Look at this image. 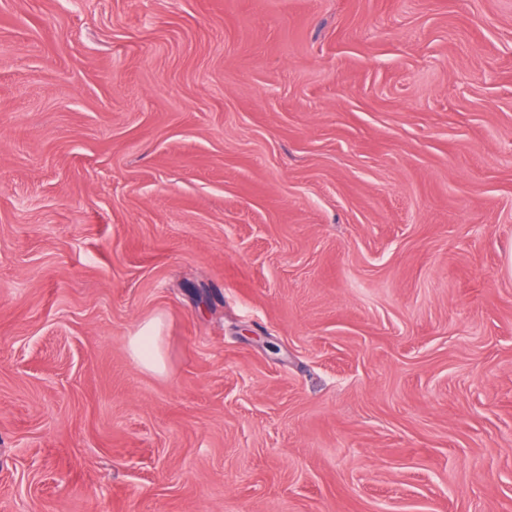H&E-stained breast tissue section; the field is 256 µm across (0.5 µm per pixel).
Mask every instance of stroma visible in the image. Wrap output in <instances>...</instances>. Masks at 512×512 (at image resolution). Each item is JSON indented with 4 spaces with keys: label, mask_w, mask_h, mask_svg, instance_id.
Segmentation results:
<instances>
[{
    "label": "stroma",
    "mask_w": 512,
    "mask_h": 512,
    "mask_svg": "<svg viewBox=\"0 0 512 512\" xmlns=\"http://www.w3.org/2000/svg\"><path fill=\"white\" fill-rule=\"evenodd\" d=\"M0 512H512V0H0ZM129 347L134 359L142 368L153 372L163 371L164 362L154 325H147L136 336H131Z\"/></svg>",
    "instance_id": "35a3bbf8"
}]
</instances>
